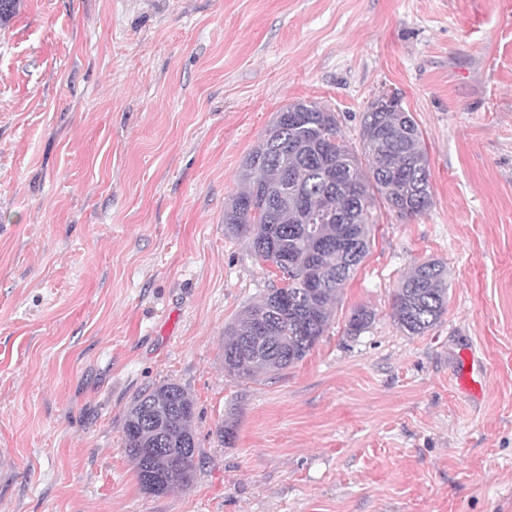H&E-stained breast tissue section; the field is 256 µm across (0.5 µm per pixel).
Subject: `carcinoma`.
<instances>
[{"mask_svg":"<svg viewBox=\"0 0 512 512\" xmlns=\"http://www.w3.org/2000/svg\"><path fill=\"white\" fill-rule=\"evenodd\" d=\"M299 120L274 125L245 162V189L224 210L227 233L249 234L263 261L288 269V307L272 287L224 328V369L256 380L302 361L331 324L346 284L370 252L380 208L401 219L433 203L422 134L398 99L363 114L361 149L341 134L336 113L304 100ZM367 157L363 165L359 154ZM446 269L416 266L397 288L391 319L409 336L432 329L446 310ZM372 311L356 309L348 333ZM195 402L177 383L140 391L124 419L123 445L142 491L162 496L195 479Z\"/></svg>","mask_w":512,"mask_h":512,"instance_id":"cac0c4a2","label":"carcinoma"}]
</instances>
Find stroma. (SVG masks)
<instances>
[{
    "label": "stroma",
    "mask_w": 512,
    "mask_h": 512,
    "mask_svg": "<svg viewBox=\"0 0 512 512\" xmlns=\"http://www.w3.org/2000/svg\"><path fill=\"white\" fill-rule=\"evenodd\" d=\"M502 3L22 0L0 26V512H512ZM385 94L423 133L432 206L382 212L302 361L229 375L224 327L275 282L224 228L247 156L298 100L359 143ZM428 260L447 310L409 336L393 293ZM468 352L479 399L454 380ZM170 381L196 402V477L156 497L122 428Z\"/></svg>",
    "instance_id": "1"
}]
</instances>
